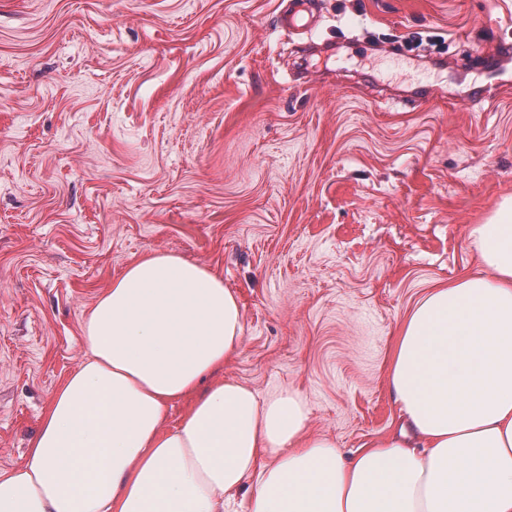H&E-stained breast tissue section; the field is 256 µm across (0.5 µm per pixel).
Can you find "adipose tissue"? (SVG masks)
<instances>
[{
	"label": "adipose tissue",
	"mask_w": 512,
	"mask_h": 512,
	"mask_svg": "<svg viewBox=\"0 0 512 512\" xmlns=\"http://www.w3.org/2000/svg\"><path fill=\"white\" fill-rule=\"evenodd\" d=\"M484 268L435 285L400 326L388 383L417 443L344 455L305 434L293 391L259 400L216 382L175 424V402L238 353L237 295L209 269L149 252L84 326V362L55 390L0 512H512V203L473 231Z\"/></svg>",
	"instance_id": "adipose-tissue-1"
}]
</instances>
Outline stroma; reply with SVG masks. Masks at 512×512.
Segmentation results:
<instances>
[{
  "mask_svg": "<svg viewBox=\"0 0 512 512\" xmlns=\"http://www.w3.org/2000/svg\"><path fill=\"white\" fill-rule=\"evenodd\" d=\"M0 0V468L83 362L100 296L149 251L221 277L212 376L303 398L351 453L397 434L398 326L482 273L512 198V0ZM481 88L495 96L474 99ZM312 0H289L288 12L279 16V22L282 26L294 29H309L313 22V15L310 13L309 6Z\"/></svg>",
  "mask_w": 512,
  "mask_h": 512,
  "instance_id": "stroma-1",
  "label": "stroma"
}]
</instances>
